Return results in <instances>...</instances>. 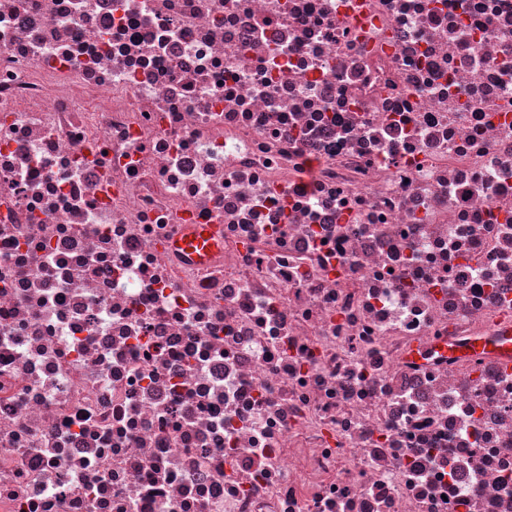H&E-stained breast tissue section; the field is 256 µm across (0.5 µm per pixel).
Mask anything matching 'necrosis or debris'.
Listing matches in <instances>:
<instances>
[{
	"instance_id": "obj_1",
	"label": "necrosis or debris",
	"mask_w": 512,
	"mask_h": 512,
	"mask_svg": "<svg viewBox=\"0 0 512 512\" xmlns=\"http://www.w3.org/2000/svg\"><path fill=\"white\" fill-rule=\"evenodd\" d=\"M503 322L512 0H0V512H512ZM218 245L219 241L210 224H190V230L186 237L182 238L176 247L194 259L203 261Z\"/></svg>"
}]
</instances>
